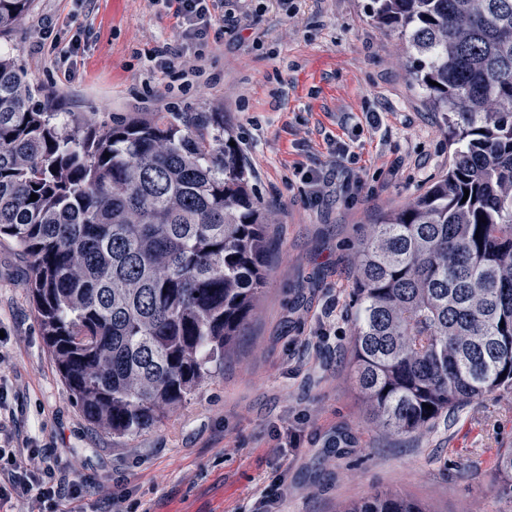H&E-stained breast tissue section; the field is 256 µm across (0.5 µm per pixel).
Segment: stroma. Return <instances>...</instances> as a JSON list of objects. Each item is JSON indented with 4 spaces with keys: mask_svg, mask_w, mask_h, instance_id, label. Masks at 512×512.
<instances>
[{
    "mask_svg": "<svg viewBox=\"0 0 512 512\" xmlns=\"http://www.w3.org/2000/svg\"><path fill=\"white\" fill-rule=\"evenodd\" d=\"M371 0H224L204 41L169 0H33L0 54L18 58L56 112L223 113L269 218V276L224 364L173 413L117 437L90 423L40 334L29 266L0 241V378L11 428L58 476L80 471L99 512H338L397 493L429 512H512L492 481L512 448V392L390 435L369 421L351 373L352 267L365 225L400 211L448 169V124L409 79L418 55L371 17ZM169 45L203 50L206 73L161 70ZM348 152L336 154L337 144ZM352 179L351 198L305 177ZM342 454H335V446ZM280 480L266 510L259 491Z\"/></svg>",
    "mask_w": 512,
    "mask_h": 512,
    "instance_id": "obj_1",
    "label": "stroma"
}]
</instances>
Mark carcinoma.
<instances>
[{
  "label": "carcinoma",
  "instance_id": "carcinoma-1",
  "mask_svg": "<svg viewBox=\"0 0 512 512\" xmlns=\"http://www.w3.org/2000/svg\"><path fill=\"white\" fill-rule=\"evenodd\" d=\"M31 4L0 0V35ZM371 11L422 56L412 83L462 119L448 171L358 248L354 378L373 422L403 435L512 391V0ZM35 97L0 55V238L30 262L41 336L85 417L133 434L180 406L241 335L267 283L268 220L220 118L62 123ZM494 471L512 499V448L497 449ZM341 512L426 510L377 493Z\"/></svg>",
  "mask_w": 512,
  "mask_h": 512
}]
</instances>
